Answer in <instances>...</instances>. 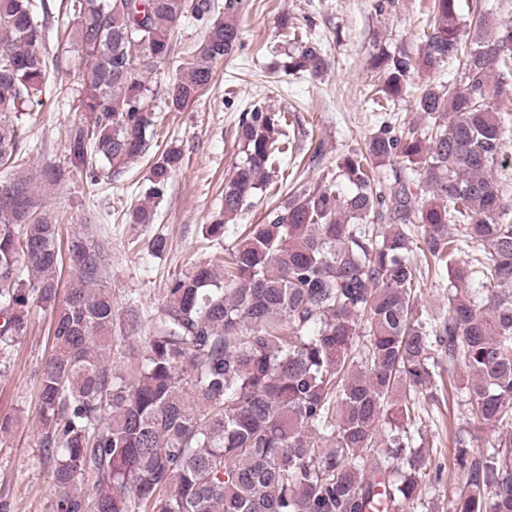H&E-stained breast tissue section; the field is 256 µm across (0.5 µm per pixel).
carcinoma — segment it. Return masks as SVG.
I'll return each instance as SVG.
<instances>
[{"mask_svg": "<svg viewBox=\"0 0 512 512\" xmlns=\"http://www.w3.org/2000/svg\"><path fill=\"white\" fill-rule=\"evenodd\" d=\"M239 0H0V374L33 308L52 314L40 377L43 432L56 512H401L436 481L415 430L419 397L437 400L448 371L467 373L469 419L512 418V208L494 171L512 112V24L490 27L469 0H432L421 54L452 78L421 89V130L390 119L336 172L288 194L261 224H246L224 257L172 275L146 316L119 319L103 284L106 252L77 236L65 299L57 271L59 222L37 212L17 176L20 131L60 60L45 29L63 15L78 53L69 160L86 183L112 180L157 136L150 75L177 50L188 17L205 25L180 58L165 104L202 96L212 66L240 40ZM472 14L470 41L462 11ZM294 47L286 74L321 77L328 54L308 31L281 23ZM381 109L410 85L417 60L379 52ZM288 115L254 103L239 123L241 157L224 184V210L207 234L224 240L256 191L293 156ZM170 146L154 158L127 224H152L172 173ZM389 165L394 182L372 176ZM416 224L421 244L405 231ZM446 269L448 303L419 310L410 253ZM31 271L19 272L20 262ZM361 349H353L355 342ZM457 447L448 467L463 486L447 512H512V431L485 448Z\"/></svg>", "mask_w": 512, "mask_h": 512, "instance_id": "1", "label": "carcinoma"}]
</instances>
